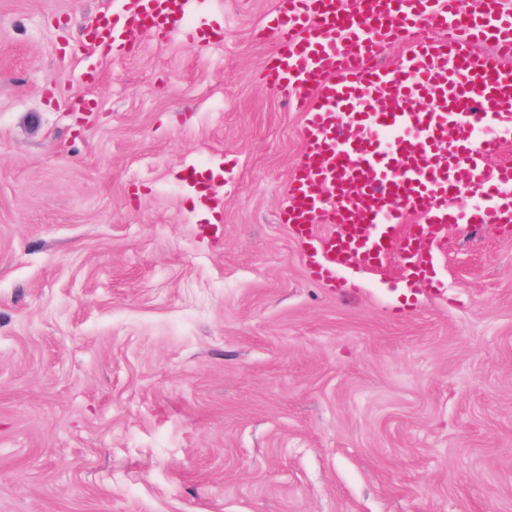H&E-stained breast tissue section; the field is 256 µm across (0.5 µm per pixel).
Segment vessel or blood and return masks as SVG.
<instances>
[{
	"mask_svg": "<svg viewBox=\"0 0 512 512\" xmlns=\"http://www.w3.org/2000/svg\"><path fill=\"white\" fill-rule=\"evenodd\" d=\"M193 0H130L86 42L109 56L134 31L181 27ZM272 41L267 84L305 115L302 151L279 220L326 285L350 263L380 265L446 224H512V165L496 164L512 129V9L503 0H278L258 33ZM409 38L395 65L385 46ZM492 54L478 51V44ZM332 232L320 238L317 223Z\"/></svg>",
	"mask_w": 512,
	"mask_h": 512,
	"instance_id": "obj_1",
	"label": "vessel or blood"
}]
</instances>
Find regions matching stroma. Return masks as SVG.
I'll use <instances>...</instances> for the list:
<instances>
[{"instance_id":"35a3bbf8","label":"stroma","mask_w":512,"mask_h":512,"mask_svg":"<svg viewBox=\"0 0 512 512\" xmlns=\"http://www.w3.org/2000/svg\"><path fill=\"white\" fill-rule=\"evenodd\" d=\"M128 3L0 0V512H512V230L316 283L277 0L90 63Z\"/></svg>"}]
</instances>
